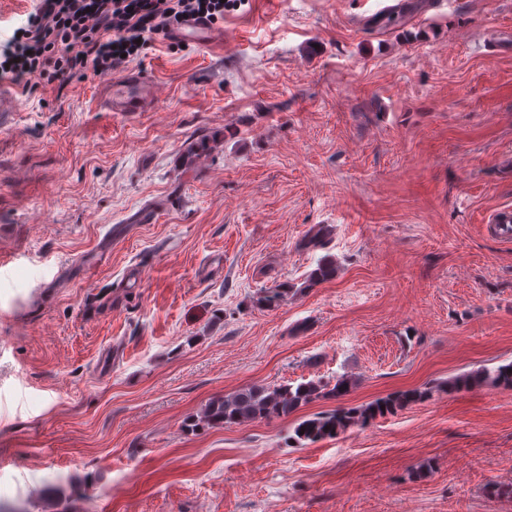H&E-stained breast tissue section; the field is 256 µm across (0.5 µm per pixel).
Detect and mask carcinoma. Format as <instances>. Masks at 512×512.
<instances>
[{
    "mask_svg": "<svg viewBox=\"0 0 512 512\" xmlns=\"http://www.w3.org/2000/svg\"><path fill=\"white\" fill-rule=\"evenodd\" d=\"M333 228L320 224L304 239L307 249H324L332 241ZM336 274V263L323 257L316 268L307 276V286L332 279ZM288 296V286L279 285L266 288L256 299L264 308L273 309ZM353 382L346 376L336 378L329 385L320 381H307L294 384L273 386H250L233 394L218 397L210 402L200 419L189 424L197 427L201 424L209 427H222L226 424L244 423L254 420L286 418L298 409L321 399H339L346 396ZM492 386L512 389V362L494 369L480 368L460 374L447 382L450 391L470 390ZM431 391H409L377 399L359 408L338 406L330 411L321 412L309 419L300 421L294 429L295 440L316 443L332 438L354 426H362L370 420L385 415H393L409 404L430 396Z\"/></svg>",
    "mask_w": 512,
    "mask_h": 512,
    "instance_id": "1",
    "label": "carcinoma"
}]
</instances>
